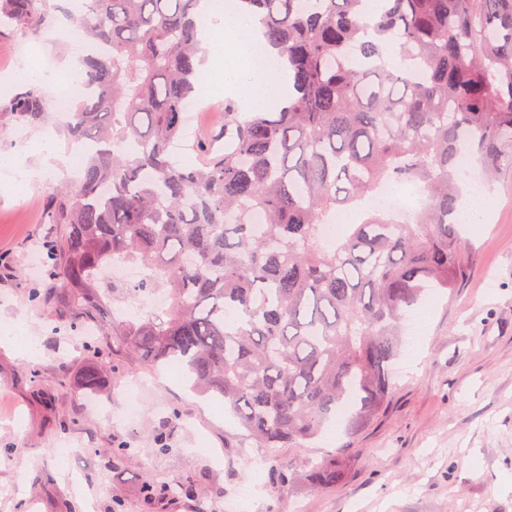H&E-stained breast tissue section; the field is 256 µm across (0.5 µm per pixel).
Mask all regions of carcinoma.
<instances>
[{
	"label": "carcinoma",
	"instance_id": "carcinoma-1",
	"mask_svg": "<svg viewBox=\"0 0 512 512\" xmlns=\"http://www.w3.org/2000/svg\"><path fill=\"white\" fill-rule=\"evenodd\" d=\"M199 2L81 0L73 35L90 53L64 128L81 180L48 205V299L145 367L179 365L265 448H305L334 418L353 438L384 410L409 310L465 272L460 153L490 182L512 172V0H378L372 13L366 0H240L294 92L280 111L247 117L224 102V125L186 166L173 149L200 81ZM46 5L0 0V30L40 26ZM8 111L42 124L45 89H21ZM385 182L417 187L424 207L405 221L370 211L323 238ZM115 261L151 274L102 282ZM107 287L127 299L160 288L169 304L120 317L103 304ZM80 382L97 391V368ZM349 450L301 470L274 462L272 485L328 490Z\"/></svg>",
	"mask_w": 512,
	"mask_h": 512
}]
</instances>
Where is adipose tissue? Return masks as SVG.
I'll list each match as a JSON object with an SVG mask.
<instances>
[{
    "mask_svg": "<svg viewBox=\"0 0 512 512\" xmlns=\"http://www.w3.org/2000/svg\"><path fill=\"white\" fill-rule=\"evenodd\" d=\"M213 0H202L201 10L215 22L202 35L206 58L197 94L205 100L236 96L244 112H262L281 105L288 95V79L282 65L273 63V51L264 47L257 17L231 5L214 10Z\"/></svg>",
    "mask_w": 512,
    "mask_h": 512,
    "instance_id": "ef3b65f1",
    "label": "adipose tissue"
}]
</instances>
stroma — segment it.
<instances>
[{
  "label": "stroma",
  "instance_id": "stroma-1",
  "mask_svg": "<svg viewBox=\"0 0 512 512\" xmlns=\"http://www.w3.org/2000/svg\"><path fill=\"white\" fill-rule=\"evenodd\" d=\"M64 3L49 0L38 29L0 34L1 106L20 89L6 73L15 44L78 79L81 51L61 36L77 19ZM62 121L52 110L35 128L0 122V156L28 174L21 186L0 168V336L22 318L38 343L32 357L0 345V512H226L231 500L236 512H512V173L484 198L491 221L465 227L472 246L458 287L420 305L419 337L380 416L351 440L336 425L315 447L271 450L221 399L194 394L183 376H152L92 324L33 299L53 284L49 269H24L53 231L51 188H78ZM47 142L57 159L47 160ZM90 364L102 377L92 394L78 382ZM133 379L139 413L128 420ZM345 442L353 452L335 487L268 491L272 458L299 467Z\"/></svg>",
  "mask_w": 512,
  "mask_h": 512
}]
</instances>
